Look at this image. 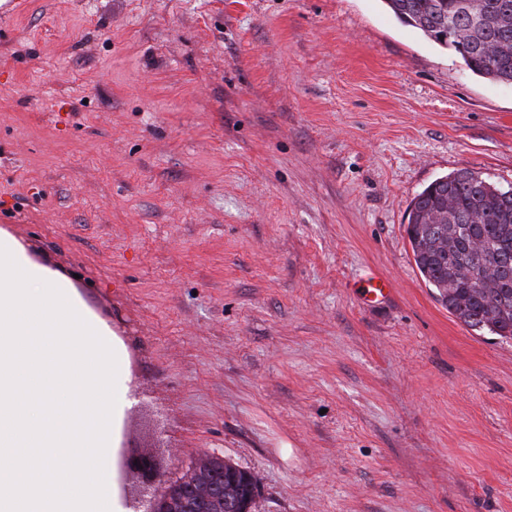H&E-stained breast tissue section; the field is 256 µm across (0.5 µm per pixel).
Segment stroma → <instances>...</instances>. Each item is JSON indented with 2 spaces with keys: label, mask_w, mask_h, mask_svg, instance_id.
I'll use <instances>...</instances> for the list:
<instances>
[{
  "label": "stroma",
  "mask_w": 512,
  "mask_h": 512,
  "mask_svg": "<svg viewBox=\"0 0 512 512\" xmlns=\"http://www.w3.org/2000/svg\"><path fill=\"white\" fill-rule=\"evenodd\" d=\"M460 169L512 184V86L383 0H0V232L123 345L113 440L162 480L208 450L257 512H512V339L405 234ZM360 298L363 303L384 301L393 291L392 281L380 274L370 273L362 280Z\"/></svg>",
  "instance_id": "stroma-1"
}]
</instances>
